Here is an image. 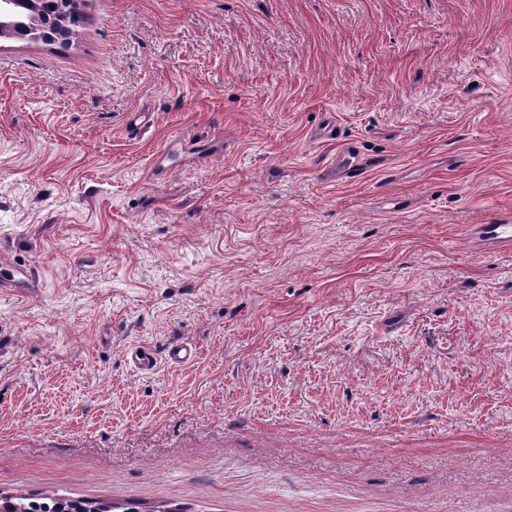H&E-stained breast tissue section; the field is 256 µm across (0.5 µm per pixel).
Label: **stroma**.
I'll return each instance as SVG.
<instances>
[{"mask_svg":"<svg viewBox=\"0 0 512 512\" xmlns=\"http://www.w3.org/2000/svg\"><path fill=\"white\" fill-rule=\"evenodd\" d=\"M80 11L0 39V494L512 512V0ZM54 13L65 18L66 26L54 35L57 42L68 44L76 39L80 33V13L78 11L77 1L75 6L71 0H55ZM53 41V42H56ZM468 239L485 249L512 245V224H476L469 228Z\"/></svg>","mask_w":512,"mask_h":512,"instance_id":"1","label":"stroma"}]
</instances>
